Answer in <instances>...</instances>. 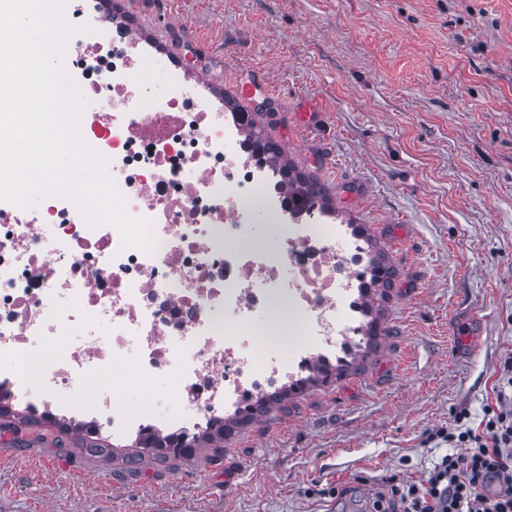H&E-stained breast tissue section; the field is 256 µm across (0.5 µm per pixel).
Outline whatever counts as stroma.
<instances>
[{
    "mask_svg": "<svg viewBox=\"0 0 512 512\" xmlns=\"http://www.w3.org/2000/svg\"><path fill=\"white\" fill-rule=\"evenodd\" d=\"M117 3L162 51L179 23L173 62H202L213 92L269 72L265 132L396 278L369 294L376 345L234 428L221 457L149 459L131 479L73 442L0 440V512H364L366 493L455 452L430 435L459 413L481 430L512 356V0Z\"/></svg>",
    "mask_w": 512,
    "mask_h": 512,
    "instance_id": "1",
    "label": "stroma"
}]
</instances>
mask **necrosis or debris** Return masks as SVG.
Instances as JSON below:
<instances>
[{
	"mask_svg": "<svg viewBox=\"0 0 512 512\" xmlns=\"http://www.w3.org/2000/svg\"><path fill=\"white\" fill-rule=\"evenodd\" d=\"M164 63L119 26L74 47L73 80L95 104L88 138L129 212L152 220L153 253L121 250L114 228L89 226L61 197L39 214L0 203V399L125 442L200 432L343 357L367 279L349 226L288 207L201 80L147 94L145 74ZM262 221L281 227L275 250L254 243ZM277 300L303 336L285 353L254 337ZM130 374L175 387L168 417L161 396L126 407L115 382Z\"/></svg>",
	"mask_w": 512,
	"mask_h": 512,
	"instance_id": "necrosis-or-debris-1",
	"label": "necrosis or debris"
}]
</instances>
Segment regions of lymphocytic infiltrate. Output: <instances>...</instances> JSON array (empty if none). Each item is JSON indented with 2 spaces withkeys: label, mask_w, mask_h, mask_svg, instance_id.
<instances>
[{
  "label": "lymphocytic infiltrate",
  "mask_w": 512,
  "mask_h": 512,
  "mask_svg": "<svg viewBox=\"0 0 512 512\" xmlns=\"http://www.w3.org/2000/svg\"><path fill=\"white\" fill-rule=\"evenodd\" d=\"M457 442L425 479L377 492L369 512H512V405H500L482 431L439 429Z\"/></svg>",
  "instance_id": "lymphocytic-infiltrate-1"
}]
</instances>
